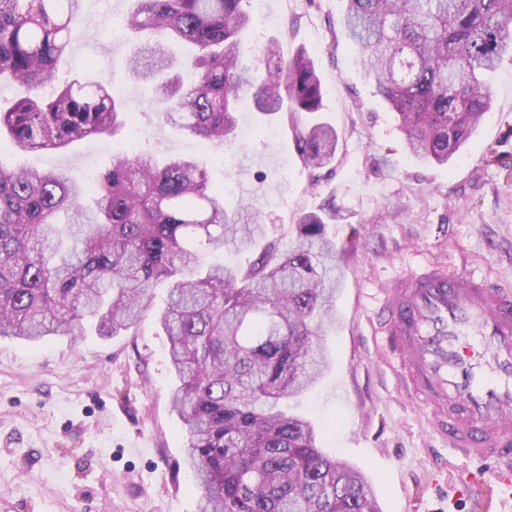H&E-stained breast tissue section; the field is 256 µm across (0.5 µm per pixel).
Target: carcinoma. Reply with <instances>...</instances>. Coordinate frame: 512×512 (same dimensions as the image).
Wrapping results in <instances>:
<instances>
[{"label":"carcinoma","instance_id":"obj_1","mask_svg":"<svg viewBox=\"0 0 512 512\" xmlns=\"http://www.w3.org/2000/svg\"><path fill=\"white\" fill-rule=\"evenodd\" d=\"M250 2L133 0L125 31L149 39L129 73L182 133L220 147L248 101L289 127L306 168L323 169L336 157V128L301 119L322 106L315 63L271 47L267 71L248 65ZM341 23L411 153L448 163L492 108L486 76L512 54V0H345ZM82 30L83 0H0V80L27 90L0 109V132L16 149H62L132 121L105 83L59 76ZM173 41L193 54L177 59ZM96 184L88 212L87 191L64 174L0 167V337L75 339L89 319L117 336L165 284L156 324L199 512H380L368 479L321 451L311 421L281 409L327 367L323 325L335 321L339 278L326 226L336 206L301 215L293 246L269 241L240 271L206 258L255 244L263 227L224 202L198 161L117 154ZM61 212L73 220L58 223Z\"/></svg>","mask_w":512,"mask_h":512}]
</instances>
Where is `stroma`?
<instances>
[{
    "label": "stroma",
    "instance_id": "35a3bbf8",
    "mask_svg": "<svg viewBox=\"0 0 512 512\" xmlns=\"http://www.w3.org/2000/svg\"><path fill=\"white\" fill-rule=\"evenodd\" d=\"M83 5L88 26L59 71L80 75L82 59L94 60L99 79L122 84L138 124L54 151L21 152L1 136L0 165L61 170L85 184L118 145L192 157L226 203L243 204L285 248L300 215L335 200L342 217L328 233L342 276L322 337L330 365L285 409L312 420L324 452L364 472L382 512H477L474 481L492 465L435 435L381 349L376 312L384 288L434 261L512 289V57L489 77L493 108L476 134L447 165H427L374 95L341 29L343 0H266L278 21L247 30L250 59L263 61L272 45L284 58L306 51L322 80V115L339 135L335 161L316 177L287 129L251 111L240 125L252 138L225 144L219 161L175 132L127 74L132 42L112 36L126 5ZM165 344L150 318L117 336L91 326L75 341L0 340V512H72L78 500L83 512H197Z\"/></svg>",
    "mask_w": 512,
    "mask_h": 512
}]
</instances>
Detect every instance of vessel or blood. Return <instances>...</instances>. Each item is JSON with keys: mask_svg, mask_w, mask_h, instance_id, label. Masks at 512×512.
Wrapping results in <instances>:
<instances>
[{"mask_svg": "<svg viewBox=\"0 0 512 512\" xmlns=\"http://www.w3.org/2000/svg\"><path fill=\"white\" fill-rule=\"evenodd\" d=\"M384 345L405 392L448 447L512 489V290L432 264L387 292Z\"/></svg>", "mask_w": 512, "mask_h": 512, "instance_id": "vessel-or-blood-1", "label": "vessel or blood"}]
</instances>
